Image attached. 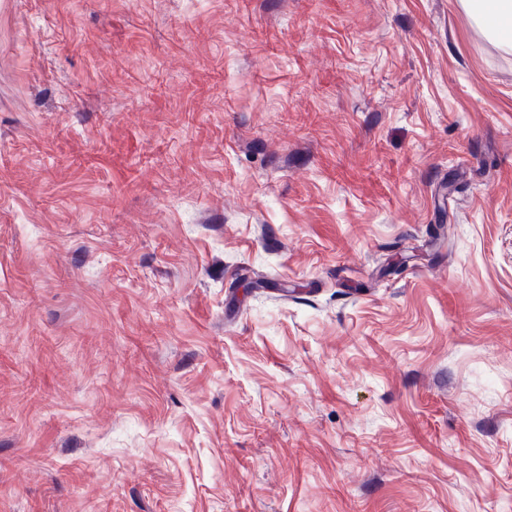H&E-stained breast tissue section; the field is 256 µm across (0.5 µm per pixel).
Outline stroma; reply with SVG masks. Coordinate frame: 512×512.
Wrapping results in <instances>:
<instances>
[{
    "label": "stroma",
    "instance_id": "1",
    "mask_svg": "<svg viewBox=\"0 0 512 512\" xmlns=\"http://www.w3.org/2000/svg\"><path fill=\"white\" fill-rule=\"evenodd\" d=\"M0 512H512V48L0 0Z\"/></svg>",
    "mask_w": 512,
    "mask_h": 512
}]
</instances>
